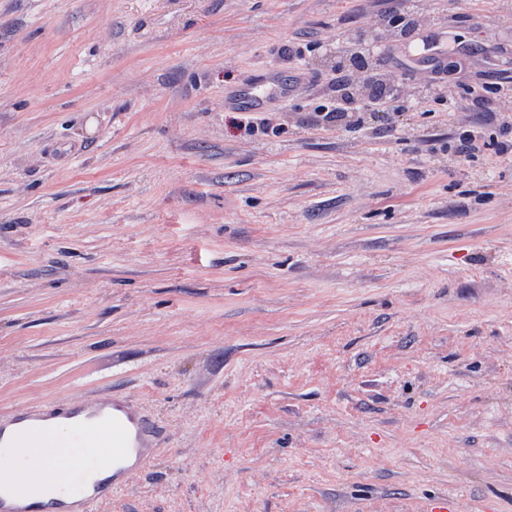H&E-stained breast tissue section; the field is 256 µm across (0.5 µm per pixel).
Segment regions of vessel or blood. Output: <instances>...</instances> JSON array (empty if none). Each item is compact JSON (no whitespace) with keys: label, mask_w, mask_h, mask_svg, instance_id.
<instances>
[{"label":"vessel or blood","mask_w":512,"mask_h":512,"mask_svg":"<svg viewBox=\"0 0 512 512\" xmlns=\"http://www.w3.org/2000/svg\"><path fill=\"white\" fill-rule=\"evenodd\" d=\"M308 80L301 71L290 76L267 73L247 80L225 102L263 112L273 104L287 102ZM54 418L69 419L71 433L84 454L70 463L61 477L58 499L43 503L35 497L38 481L34 467H20L18 461L32 456L23 429ZM156 433V426L139 410L112 396L70 407L50 402L1 416L0 512H91L94 504L122 490L150 462L151 439ZM90 459L111 462L110 476L86 484L82 474Z\"/></svg>","instance_id":"obj_1"}]
</instances>
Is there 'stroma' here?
Listing matches in <instances>:
<instances>
[{"mask_svg":"<svg viewBox=\"0 0 512 512\" xmlns=\"http://www.w3.org/2000/svg\"><path fill=\"white\" fill-rule=\"evenodd\" d=\"M393 5L0 0V412L162 429L94 512H512V95L472 109L512 87V0H410L373 54L405 97L323 123ZM308 81V75L302 71L289 77L274 72L262 74L256 79L247 80L224 99V104L264 112L275 103L287 102Z\"/></svg>","mask_w":512,"mask_h":512,"instance_id":"stroma-1","label":"stroma"}]
</instances>
